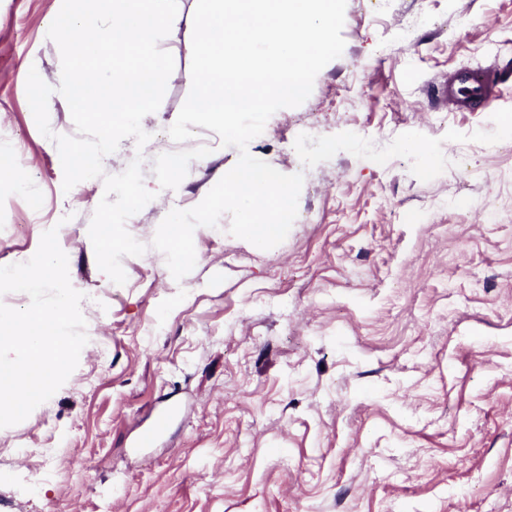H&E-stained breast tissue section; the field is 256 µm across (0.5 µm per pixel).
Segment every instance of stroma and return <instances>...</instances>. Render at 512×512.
Returning <instances> with one entry per match:
<instances>
[{
	"mask_svg": "<svg viewBox=\"0 0 512 512\" xmlns=\"http://www.w3.org/2000/svg\"><path fill=\"white\" fill-rule=\"evenodd\" d=\"M196 3L159 43L174 70L149 141L103 161L141 158L155 194L126 222L147 250L118 285L88 235L104 183L63 190L26 95L30 69L61 78L43 32L62 0H0V266L57 228L88 336L59 390L0 428V512H512V82L482 112L444 97L512 56V0H347L342 55L248 145L304 175L287 237L257 248L222 215L177 280L151 246L159 224L239 158L208 129L167 133ZM316 118L320 143L300 150ZM161 412L157 442L134 447Z\"/></svg>",
	"mask_w": 512,
	"mask_h": 512,
	"instance_id": "35a3bbf8",
	"label": "stroma"
}]
</instances>
